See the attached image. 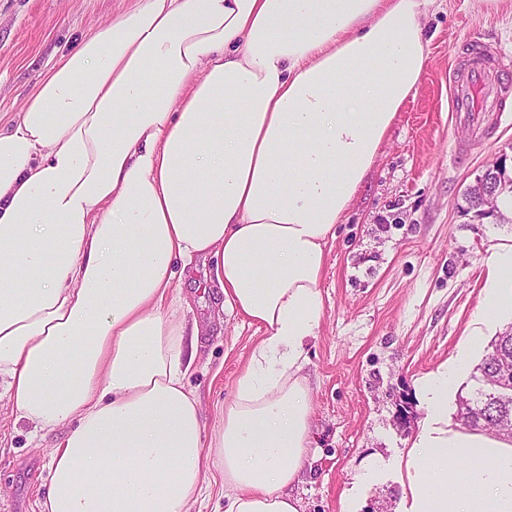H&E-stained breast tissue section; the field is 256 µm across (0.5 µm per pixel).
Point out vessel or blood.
I'll return each instance as SVG.
<instances>
[{
	"instance_id": "vessel-or-blood-1",
	"label": "vessel or blood",
	"mask_w": 512,
	"mask_h": 512,
	"mask_svg": "<svg viewBox=\"0 0 512 512\" xmlns=\"http://www.w3.org/2000/svg\"><path fill=\"white\" fill-rule=\"evenodd\" d=\"M512 58L503 55L481 40L471 41L463 65L449 76L451 110L466 118L475 137L485 133V116H503L512 107Z\"/></svg>"
}]
</instances>
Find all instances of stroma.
<instances>
[{"mask_svg":"<svg viewBox=\"0 0 512 512\" xmlns=\"http://www.w3.org/2000/svg\"><path fill=\"white\" fill-rule=\"evenodd\" d=\"M132 0H0V124L20 112L35 83L79 38ZM428 61L363 190L336 227L322 275L324 315L306 346L315 435L290 494L299 512H404L402 479L413 435L426 419L416 383L466 356L448 388L449 412L472 391L476 367L512 312L468 342L484 296L490 247L512 223L476 218L463 193L496 159L512 160V113L486 141L450 112L448 74L480 39L512 56V0H433L423 18ZM188 320L204 326L188 374L206 430L217 427L234 383L264 337L221 312L213 261L175 280ZM64 428L32 435L0 400V506L41 512L49 451Z\"/></svg>","mask_w":512,"mask_h":512,"instance_id":"stroma-1","label":"stroma"}]
</instances>
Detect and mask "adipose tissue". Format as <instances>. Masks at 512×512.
<instances>
[{"label":"adipose tissue","instance_id":"1","mask_svg":"<svg viewBox=\"0 0 512 512\" xmlns=\"http://www.w3.org/2000/svg\"><path fill=\"white\" fill-rule=\"evenodd\" d=\"M430 0H138L85 34L0 128V396L66 432L42 512H299L303 373L329 239L427 64ZM215 261L222 309L265 336L204 435L175 265ZM481 316L512 308V244ZM419 385L408 512H512V442L442 419ZM469 463L448 487V463Z\"/></svg>","mask_w":512,"mask_h":512}]
</instances>
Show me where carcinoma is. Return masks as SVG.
Returning a JSON list of instances; mask_svg holds the SVG:
<instances>
[{
    "label": "carcinoma",
    "instance_id": "cac0c4a2",
    "mask_svg": "<svg viewBox=\"0 0 512 512\" xmlns=\"http://www.w3.org/2000/svg\"><path fill=\"white\" fill-rule=\"evenodd\" d=\"M492 351L475 367L481 383L473 394L458 396L455 421L470 431L512 439V332L500 333Z\"/></svg>",
    "mask_w": 512,
    "mask_h": 512
}]
</instances>
